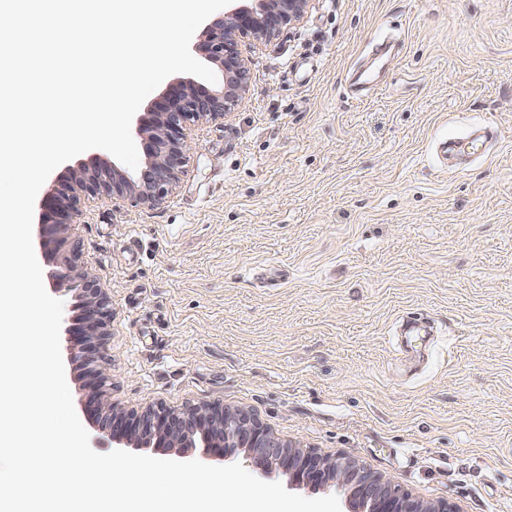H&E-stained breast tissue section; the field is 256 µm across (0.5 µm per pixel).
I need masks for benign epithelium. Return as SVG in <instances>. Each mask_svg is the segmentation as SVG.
<instances>
[{
	"label": "benign epithelium",
	"instance_id": "1",
	"mask_svg": "<svg viewBox=\"0 0 512 512\" xmlns=\"http://www.w3.org/2000/svg\"><path fill=\"white\" fill-rule=\"evenodd\" d=\"M313 0H256L253 8L236 7L214 19L199 45L200 51L220 64L224 82L214 93L200 92L192 85L175 89L166 106L148 113L139 128L145 169L132 181L117 168L82 167L74 174L75 185L40 201V225L48 237L61 234L72 223L81 196L130 195L154 205L178 179L186 154L192 149L185 124L191 119L222 117L246 93L249 70L240 49L276 38L282 28L299 24ZM79 246L60 256L63 272L53 274L76 292L80 314L68 334L82 347L87 376L88 401L104 410L101 427L115 442H135L140 447L194 446L206 455L224 458L238 450L258 466L283 469L292 486L334 487L358 512H460L446 502L417 501L357 460L338 453L323 455L315 448H297L273 433L249 412L220 403L188 407L181 411L161 404L138 412H125L107 403L109 377L98 369L104 359L112 303L96 277L78 265Z\"/></svg>",
	"mask_w": 512,
	"mask_h": 512
}]
</instances>
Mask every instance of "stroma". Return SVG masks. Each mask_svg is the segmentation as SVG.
I'll list each match as a JSON object with an SVG mask.
<instances>
[{"mask_svg": "<svg viewBox=\"0 0 512 512\" xmlns=\"http://www.w3.org/2000/svg\"><path fill=\"white\" fill-rule=\"evenodd\" d=\"M247 57L159 204L74 218L112 302L111 402L242 408L414 499L512 512V0H314ZM363 64L381 83L354 98ZM486 124L488 157L448 166L440 143ZM407 313L431 327L410 362ZM61 352L92 448L115 450Z\"/></svg>", "mask_w": 512, "mask_h": 512, "instance_id": "1", "label": "stroma"}]
</instances>
